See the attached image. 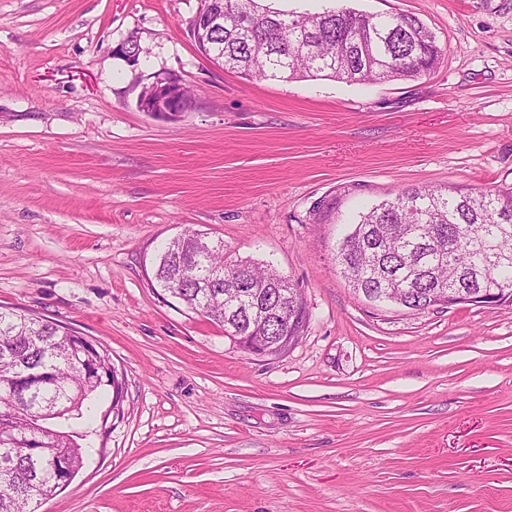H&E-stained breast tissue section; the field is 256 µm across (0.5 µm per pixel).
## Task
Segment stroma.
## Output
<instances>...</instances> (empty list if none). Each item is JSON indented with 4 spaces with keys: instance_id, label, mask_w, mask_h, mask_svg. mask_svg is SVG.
Masks as SVG:
<instances>
[{
    "instance_id": "stroma-1",
    "label": "stroma",
    "mask_w": 512,
    "mask_h": 512,
    "mask_svg": "<svg viewBox=\"0 0 512 512\" xmlns=\"http://www.w3.org/2000/svg\"><path fill=\"white\" fill-rule=\"evenodd\" d=\"M269 4L411 14L441 61L260 79L199 52L201 0H0V306L126 381L105 450L38 512H512V303L375 304L334 263L402 189L512 187V0ZM168 74L194 96L175 121L137 107ZM187 228L300 289L295 345L250 355L152 285Z\"/></svg>"
}]
</instances>
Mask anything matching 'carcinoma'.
<instances>
[{
    "label": "carcinoma",
    "mask_w": 512,
    "mask_h": 512,
    "mask_svg": "<svg viewBox=\"0 0 512 512\" xmlns=\"http://www.w3.org/2000/svg\"><path fill=\"white\" fill-rule=\"evenodd\" d=\"M224 28L214 53L224 66L267 78L325 77L346 83L411 79L439 64L436 36L408 14H367L350 8L318 13L274 9L260 0H219ZM507 226L497 237L512 252V187L463 193L452 188H406L360 215L336 253L350 286L400 288L399 305L416 307L441 288L495 292L508 287L512 266H489L474 251L490 226ZM232 270L224 247L210 251L192 234L169 241L155 256L156 285L187 309L213 323L244 329L251 305L265 284L281 277L271 264L246 262L248 294L227 310L224 289ZM291 335L307 320L302 297L289 310ZM77 331L57 320L0 308V512H35L54 494L53 457L80 470L99 429L93 417L123 415V374L107 349L79 350ZM49 453L31 456L28 436Z\"/></svg>",
    "instance_id": "1"
}]
</instances>
